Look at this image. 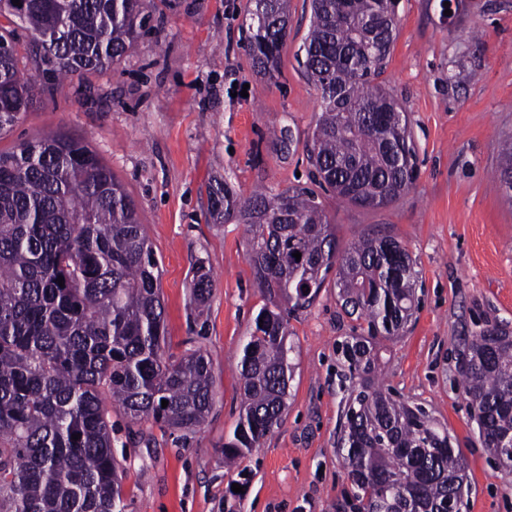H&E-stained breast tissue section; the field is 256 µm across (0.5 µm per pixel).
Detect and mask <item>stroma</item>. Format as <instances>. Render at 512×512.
<instances>
[{
    "label": "stroma",
    "mask_w": 512,
    "mask_h": 512,
    "mask_svg": "<svg viewBox=\"0 0 512 512\" xmlns=\"http://www.w3.org/2000/svg\"><path fill=\"white\" fill-rule=\"evenodd\" d=\"M248 0H152L153 21L115 68L46 81L0 150L54 133L84 141L133 199L161 269L166 354L199 349L214 398L200 429L167 433L112 409L113 451L125 458L127 512H343L350 490L336 449L351 383L336 347L357 322L326 281L288 316L295 370L288 409L233 469L224 440L239 416L238 362L265 298L246 260L243 224H216L208 187L241 196L260 186L316 190L341 246L386 235L417 261L418 307L405 335L380 340L381 379L447 429L463 455L464 512H512V474L483 447L460 388L463 339L512 332V200L496 170L512 141V0H399L397 38L382 79L406 113L418 177L397 200L362 208L319 188L306 144L319 95L298 62L311 0H289L288 39L274 80L245 52ZM246 86V96L234 93ZM215 286L191 311L192 270Z\"/></svg>",
    "instance_id": "obj_1"
}]
</instances>
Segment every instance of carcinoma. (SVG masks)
Segmentation results:
<instances>
[{
  "label": "carcinoma",
  "instance_id": "obj_1",
  "mask_svg": "<svg viewBox=\"0 0 512 512\" xmlns=\"http://www.w3.org/2000/svg\"><path fill=\"white\" fill-rule=\"evenodd\" d=\"M246 52L272 80L288 38V0H249ZM303 66L319 92L308 142L319 184L347 203L386 206L417 178L404 112L377 82L396 37L393 0H311ZM0 134L43 87L29 56L59 78L118 63L150 22L148 0H0ZM497 177L512 191V147ZM212 215L250 228L246 259L266 297L241 349L243 399L224 461L262 445L288 408L294 346L288 310L308 306L335 273L342 310L363 321L337 351L359 381L339 450L364 512H448L465 492L461 454L425 410L377 380V340L406 333L417 262L388 236L342 250L314 192L233 194L211 186ZM300 252L301 258L292 256ZM64 278L59 286L58 277ZM213 288L199 261L192 304ZM159 266L134 201L82 140L57 133L0 151V512H125L127 470L112 450L108 404L132 421L192 432L213 404L202 350L164 357ZM462 392L482 443L512 464V334L467 339ZM168 401L162 407L161 401ZM80 434V439L72 435Z\"/></svg>",
  "mask_w": 512,
  "mask_h": 512
}]
</instances>
